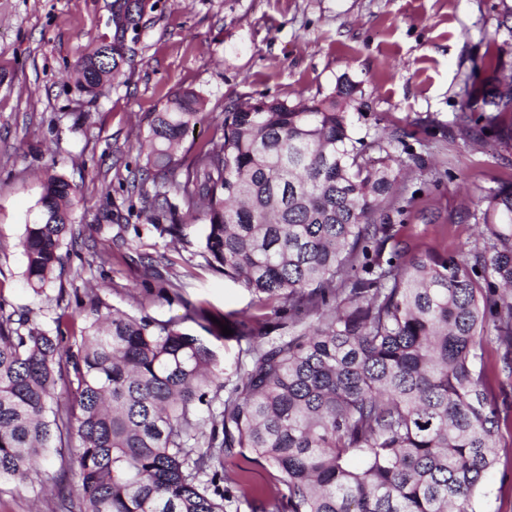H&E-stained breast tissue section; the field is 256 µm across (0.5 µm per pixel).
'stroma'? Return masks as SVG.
Returning a JSON list of instances; mask_svg holds the SVG:
<instances>
[{
	"instance_id": "35a3bbf8",
	"label": "stroma",
	"mask_w": 512,
	"mask_h": 512,
	"mask_svg": "<svg viewBox=\"0 0 512 512\" xmlns=\"http://www.w3.org/2000/svg\"><path fill=\"white\" fill-rule=\"evenodd\" d=\"M110 0H0V300L50 329L63 318L79 335L91 306L180 321L217 351L224 381H238L240 347L222 326L240 319L273 326L261 302L212 267L203 224L155 217L139 143L154 112L191 90L202 120L176 151L189 165L216 134L225 105L266 96L320 100L347 81L357 88L356 136L373 141L406 130L387 221L409 254H474L487 230L486 198L512 177V141L471 136L464 103H481L512 78V0H159L144 18L133 56L105 95L90 98L71 70L107 32ZM77 184L74 234L42 293L26 278L21 246L37 221L47 173ZM404 213H397V206ZM505 347L486 342L483 361L500 409L498 457L474 512H512V377ZM269 485L270 468L242 456L224 461V512H252L236 484ZM0 512H59L54 487L0 495Z\"/></svg>"
}]
</instances>
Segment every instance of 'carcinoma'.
<instances>
[{
  "label": "carcinoma",
  "mask_w": 512,
  "mask_h": 512,
  "mask_svg": "<svg viewBox=\"0 0 512 512\" xmlns=\"http://www.w3.org/2000/svg\"><path fill=\"white\" fill-rule=\"evenodd\" d=\"M155 6L112 0V36L74 64L81 91L97 97L120 74ZM356 92L341 81L311 104L227 105L219 139L186 167L174 149L203 99L183 91L154 113L146 166L162 183L150 206L203 223L209 262L280 303L284 334L240 323L250 361L228 389L217 352L174 319L115 310L102 321L93 306L65 347L62 318L43 330L0 301V493L74 441L77 512H224V455L237 448L276 471L264 490L240 481L257 512H474L500 421L483 344L491 333L512 348V179L487 197L482 251L403 260L376 217L407 133L354 137ZM483 103L495 113L470 131L511 141L512 82ZM77 202L76 185L47 177L21 241L36 291L62 264ZM215 404L221 426L204 436L200 408Z\"/></svg>",
  "instance_id": "obj_1"
}]
</instances>
